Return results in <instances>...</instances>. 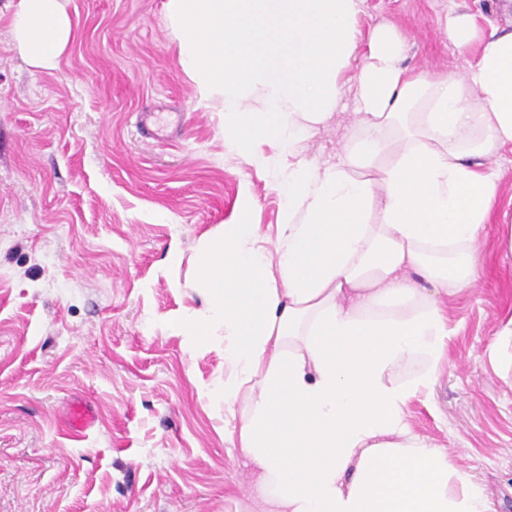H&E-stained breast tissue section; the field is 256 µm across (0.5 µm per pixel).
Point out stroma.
<instances>
[{"instance_id":"1","label":"stroma","mask_w":512,"mask_h":512,"mask_svg":"<svg viewBox=\"0 0 512 512\" xmlns=\"http://www.w3.org/2000/svg\"><path fill=\"white\" fill-rule=\"evenodd\" d=\"M18 2L0 0V512H255L237 421L206 391L224 351L179 323L203 306L200 239L248 201L274 249L280 193L225 148L221 104L201 102L179 66L168 0H61L71 38L49 68L18 47ZM450 6L362 0L337 111L302 141L307 156L337 160L363 135L357 74L376 27L405 37L407 68L461 75ZM143 112L182 120L153 139ZM505 232L488 225L480 281L447 302L444 372L408 412L472 468L491 512H512V350L490 351L512 315ZM78 401L95 415L79 437Z\"/></svg>"}]
</instances>
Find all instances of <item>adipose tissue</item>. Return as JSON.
I'll use <instances>...</instances> for the list:
<instances>
[{"instance_id": "adipose-tissue-1", "label": "adipose tissue", "mask_w": 512, "mask_h": 512, "mask_svg": "<svg viewBox=\"0 0 512 512\" xmlns=\"http://www.w3.org/2000/svg\"><path fill=\"white\" fill-rule=\"evenodd\" d=\"M360 2L169 0L182 69L224 103L226 147L282 196L275 250L247 205L201 240L205 304L180 331L224 345L210 391L239 418L260 512H489L471 468L407 416L444 368L446 299L482 273L498 198L486 162L512 147V19L484 29L449 12L453 45L477 52L460 78L403 67L402 35L374 29L358 74L366 134L318 162L298 147L338 107ZM11 25L40 67L71 37L61 0H19Z\"/></svg>"}]
</instances>
